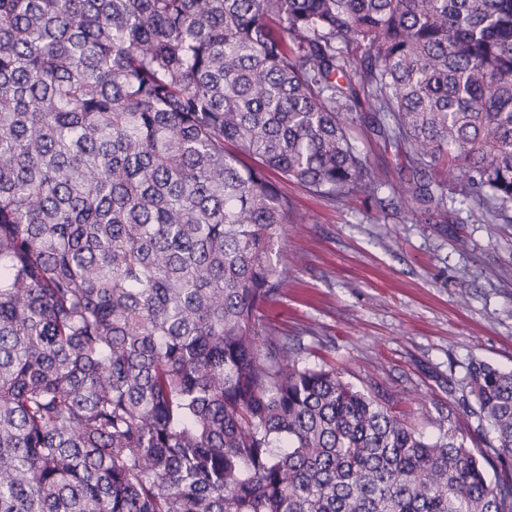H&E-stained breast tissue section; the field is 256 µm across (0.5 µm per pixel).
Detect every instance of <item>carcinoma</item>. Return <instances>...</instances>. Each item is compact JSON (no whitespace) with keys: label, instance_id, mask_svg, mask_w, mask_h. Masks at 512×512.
<instances>
[{"label":"carcinoma","instance_id":"1","mask_svg":"<svg viewBox=\"0 0 512 512\" xmlns=\"http://www.w3.org/2000/svg\"><path fill=\"white\" fill-rule=\"evenodd\" d=\"M287 183L512 224V0H0V512H512V371L471 448L265 328Z\"/></svg>","mask_w":512,"mask_h":512}]
</instances>
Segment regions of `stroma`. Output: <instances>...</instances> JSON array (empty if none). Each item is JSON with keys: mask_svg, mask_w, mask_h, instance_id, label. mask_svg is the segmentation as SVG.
I'll return each instance as SVG.
<instances>
[{"mask_svg": "<svg viewBox=\"0 0 512 512\" xmlns=\"http://www.w3.org/2000/svg\"><path fill=\"white\" fill-rule=\"evenodd\" d=\"M286 190L296 216L279 257L298 261L265 322L300 342L307 366L336 363L426 435L453 411L468 445L493 440L457 401L471 363L512 371V224L461 203L455 223L424 224Z\"/></svg>", "mask_w": 512, "mask_h": 512, "instance_id": "stroma-1", "label": "stroma"}]
</instances>
